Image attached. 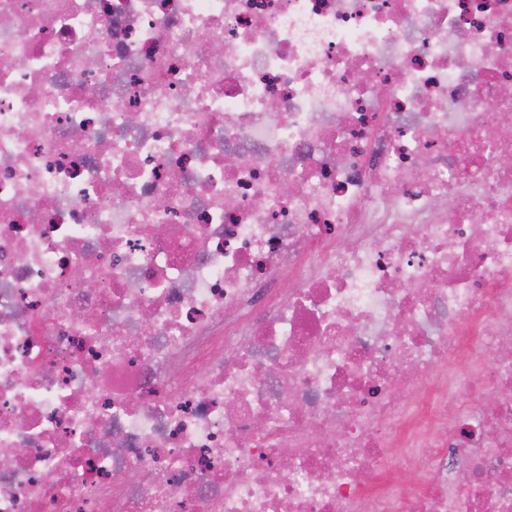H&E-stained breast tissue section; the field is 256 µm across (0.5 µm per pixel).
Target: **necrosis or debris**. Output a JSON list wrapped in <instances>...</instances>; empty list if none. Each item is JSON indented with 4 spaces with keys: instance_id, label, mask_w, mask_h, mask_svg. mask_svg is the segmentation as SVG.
<instances>
[{
    "instance_id": "obj_1",
    "label": "necrosis or debris",
    "mask_w": 512,
    "mask_h": 512,
    "mask_svg": "<svg viewBox=\"0 0 512 512\" xmlns=\"http://www.w3.org/2000/svg\"><path fill=\"white\" fill-rule=\"evenodd\" d=\"M512 0H0V512H512Z\"/></svg>"
}]
</instances>
